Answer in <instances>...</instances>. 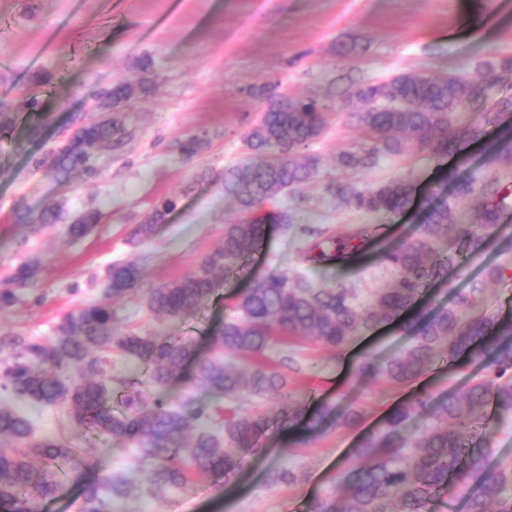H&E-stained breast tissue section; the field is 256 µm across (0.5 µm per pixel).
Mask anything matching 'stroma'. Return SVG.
<instances>
[{
	"label": "stroma",
	"mask_w": 512,
	"mask_h": 512,
	"mask_svg": "<svg viewBox=\"0 0 512 512\" xmlns=\"http://www.w3.org/2000/svg\"><path fill=\"white\" fill-rule=\"evenodd\" d=\"M343 43L354 45V54L340 56ZM497 54H512V0H138L133 8L126 0H0V112L11 113L15 122L0 134V276L27 257L43 261L38 280L0 317V327L52 336L64 314L103 300L113 262L132 261L142 272L140 292L112 299L116 326L187 336L206 350L214 329L236 315L244 289L272 273L301 268V227L377 224L382 242H399L416 233L428 201L445 199L447 170L475 177L483 172L480 151L463 163L439 161L414 147L382 156L368 171H339L337 153L364 143L365 136L343 115L329 112L323 135L309 148L322 162L318 178L302 189V204L282 199L295 209L291 227L269 225L259 252L222 281L200 314L174 322L157 318L144 306L142 292L189 274L220 244L225 225L240 217L224 195V171L245 159L242 137L261 115L253 88L278 84L302 95H319L332 85L352 91L403 71L469 74L478 61ZM143 60L153 90L133 102L130 136L101 151L97 175L77 171L61 183L47 169L33 167L32 157L71 129L74 118L103 117L101 91L132 75ZM31 93L41 102L39 110L24 103ZM191 134L203 135L208 145L187 160L177 145ZM399 178L417 184L419 199L387 216L346 207L326 190L331 179L364 190ZM165 197L177 200L167 223L150 241L129 244L130 229ZM56 205L72 217L96 208L102 219L76 243L65 242L56 226L29 235L17 219L20 211ZM491 265L507 266L506 279L485 281L484 269ZM392 275L369 250L352 264L315 272L312 280L353 287L365 305ZM480 279L484 313L512 318V211L491 246L449 263L421 305L447 306L455 292ZM408 340L398 323L354 336L340 351L306 337L275 342L266 357L288 379L286 400L310 413L324 404L349 408L358 412L357 423L306 445L298 430L272 434L265 454L228 486L199 482L163 498H134L115 512H305L309 502L331 492L337 475L353 465V448L381 428L394 406L461 382L443 362L411 386L359 377V364L383 361ZM15 408L32 418L35 438L77 442L83 436L58 409L27 402ZM131 465L128 452L100 448L69 474L43 512H80L91 485ZM282 466L297 472L299 482L271 483L269 472Z\"/></svg>",
	"instance_id": "obj_1"
}]
</instances>
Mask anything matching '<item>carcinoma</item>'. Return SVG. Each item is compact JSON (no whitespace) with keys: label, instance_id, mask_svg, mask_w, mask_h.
<instances>
[{"label":"carcinoma","instance_id":"cac0c4a2","mask_svg":"<svg viewBox=\"0 0 512 512\" xmlns=\"http://www.w3.org/2000/svg\"><path fill=\"white\" fill-rule=\"evenodd\" d=\"M512 79V55H495L476 66L472 77L448 72H403L339 96L337 105L347 119L364 129L368 143L336 155V167L367 171L380 156L401 154L409 145L439 159L465 155L480 140L478 125L463 126L457 114L477 103L486 81ZM143 75L117 80L102 95L112 114L94 122L77 119L68 139L33 159L64 181L71 172L97 173L95 150L124 139L130 104L148 92ZM263 103L260 123L244 135L249 160L224 171V195L232 198L242 217L224 225L220 245L204 256L186 276L143 295L149 311L168 320L195 315L218 292V276L237 274L258 251L265 224L290 215L279 209L281 198L300 192L320 172V158L299 155L318 140L327 122L328 104L317 95L288 101L280 85L258 89ZM206 138L192 135L179 144L182 156L202 152ZM512 163V130L486 150L481 179L448 173V201L430 208L418 235L398 246L383 245L380 260L394 278L360 308L352 289L341 284L315 286L309 268L349 262L364 244L379 235L376 224H362L338 237L309 232L303 241L306 269L269 275L245 292L238 315L210 336L212 353L195 354L193 342L178 336H143L114 326L112 307L103 302L81 304L65 314L54 335L36 340L15 332L0 335V505L9 512H38L42 502L59 493L64 477L96 451L98 441L118 450L133 448L134 465L109 474L91 486L82 512H113L117 500L140 495L163 497L196 479L229 483L251 459L263 452L268 432L290 428L301 407L283 400L285 375L259 360L277 337L314 338L338 351L363 330L392 324L417 307L425 288L442 274L448 257L482 252L497 230L503 211L512 206V186L492 172ZM326 189L342 204L377 214L406 210L416 187L407 179L392 180L367 190L331 180ZM475 201V222L457 223L452 204ZM177 201L157 202L130 232V242L149 241L167 221ZM19 220L38 234L61 225L70 241L89 235L99 221L96 211L69 220L61 208ZM42 267L33 256L0 279V311H8L20 292L37 281ZM141 270L118 262L107 273L108 297L136 293ZM484 282L456 293L448 307L419 312L406 328L408 344L379 365L365 363L362 378H384L395 385L413 384L438 361L481 369L460 387L444 395L421 398L390 412L381 430L354 449L356 464L343 470L336 488L313 502L309 512H426L436 493L452 478L467 490L466 512H512V460L499 458L493 448L494 427L489 411L512 414V321L481 313ZM133 360L143 377L112 375V352ZM250 360L243 366L224 362V354ZM194 370L183 375L186 361ZM181 380L184 391L170 392ZM267 405L248 415L229 407L243 395ZM31 400L63 410L67 419L84 427L81 445L64 440H37L31 421L5 401ZM357 418L351 410L324 408L314 426H348Z\"/></svg>","mask_w":512,"mask_h":512}]
</instances>
